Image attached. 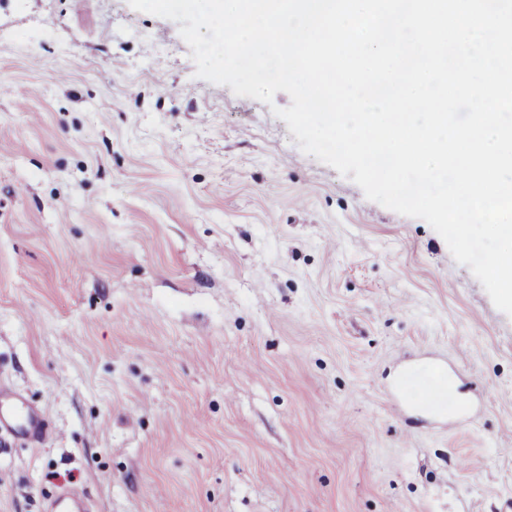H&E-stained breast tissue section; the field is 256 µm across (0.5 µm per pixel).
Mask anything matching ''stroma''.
I'll use <instances>...</instances> for the list:
<instances>
[{
	"instance_id": "obj_1",
	"label": "stroma",
	"mask_w": 512,
	"mask_h": 512,
	"mask_svg": "<svg viewBox=\"0 0 512 512\" xmlns=\"http://www.w3.org/2000/svg\"><path fill=\"white\" fill-rule=\"evenodd\" d=\"M128 0H0V512H512V318ZM5 399H8V402H5ZM5 404L10 408L4 409ZM11 426L22 428L26 439L33 444L42 443L48 433V426L40 415L25 408L18 397L0 386V429H10Z\"/></svg>"
}]
</instances>
